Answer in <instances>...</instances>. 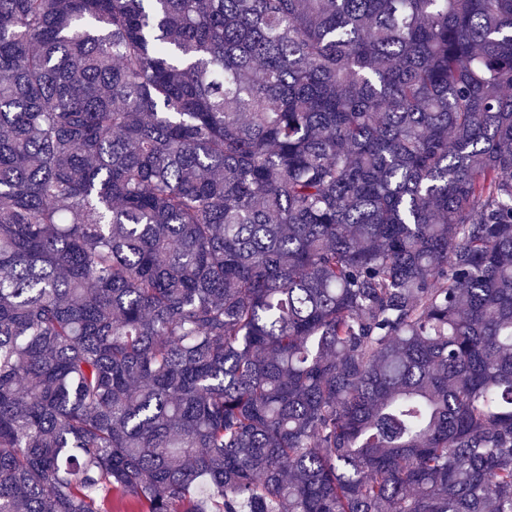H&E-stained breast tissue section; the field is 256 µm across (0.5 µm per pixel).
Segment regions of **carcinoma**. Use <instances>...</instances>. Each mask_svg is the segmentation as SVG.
Returning a JSON list of instances; mask_svg holds the SVG:
<instances>
[{
    "label": "carcinoma",
    "mask_w": 512,
    "mask_h": 512,
    "mask_svg": "<svg viewBox=\"0 0 512 512\" xmlns=\"http://www.w3.org/2000/svg\"><path fill=\"white\" fill-rule=\"evenodd\" d=\"M512 512V0H0V512Z\"/></svg>",
    "instance_id": "cac0c4a2"
}]
</instances>
